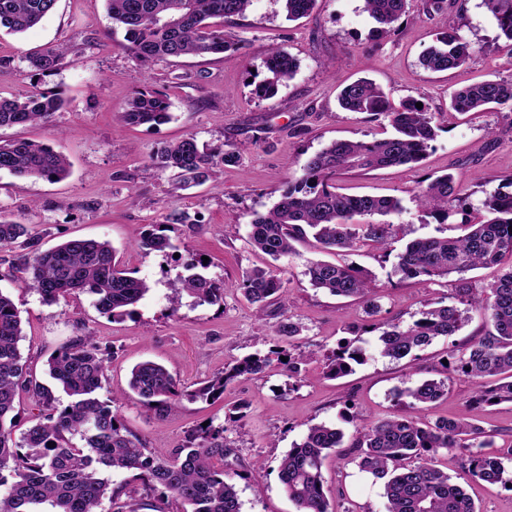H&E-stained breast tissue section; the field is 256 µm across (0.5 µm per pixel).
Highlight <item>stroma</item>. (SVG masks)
Returning a JSON list of instances; mask_svg holds the SVG:
<instances>
[{
	"label": "stroma",
	"mask_w": 512,
	"mask_h": 512,
	"mask_svg": "<svg viewBox=\"0 0 512 512\" xmlns=\"http://www.w3.org/2000/svg\"><path fill=\"white\" fill-rule=\"evenodd\" d=\"M423 4L411 0L395 31L381 36L362 0H318L309 15L296 21L287 20L281 0H253L244 15L224 22L243 44V55L164 62H141L126 50L125 31L112 23L105 0H57L54 10L26 33L1 31L0 96L56 89L65 104L50 123L0 127V140L22 136L45 144L64 154L71 168L66 179L55 182L0 171V214L27 225L43 250L75 237L110 241L123 265L151 284L133 315L120 320L100 314L86 293L49 306L22 287L11 252L0 251V291L20 311L19 348L33 378L49 384L51 356L76 337H94L112 351L99 397L120 399L124 424L151 455L173 456L201 423L224 427V443L231 450L227 462L236 472L243 512H295L279 481L278 464L314 423L345 434L341 454L329 455L322 468L324 491L336 512H383L385 506L382 484L346 461L353 453L355 424L394 415L428 422L464 411L494 433L495 451L511 450L512 402L471 404L470 380L446 377L442 367L452 349L482 334L479 317H471L454 336L434 340L414 359L381 356L376 333L365 334L366 362L351 375L329 379L325 358L347 326L363 322L361 305L311 286L306 267L324 257L314 241L297 244L295 255L279 261L255 253L248 242L254 215L279 200L286 181L300 176L310 156L335 139L370 140L388 132L387 123L342 111L337 104L342 85L366 77L392 103L419 100L439 127L421 163L353 172L336 180L340 193L395 197L403 207L389 221L407 225L409 234L396 240L392 255L368 248L339 255L340 262L374 274L380 304L375 322L411 324L426 304L454 297L459 285L488 293L512 267L506 257L434 281L401 282L392 274L407 240L460 235L472 208L512 176V105L464 114L449 109V94L457 87L512 77L505 39L481 0H444L442 10L432 14ZM449 27L474 46V55L457 70H425L419 62L422 52ZM60 42L69 47L62 65L52 75H32L28 56ZM274 43L285 47L299 68L276 95L261 99L253 93L254 84L266 75ZM174 74L182 75V82L172 83ZM147 85L167 95L170 121L157 127L123 125L120 112ZM189 134L208 148L235 150L239 160L215 166L203 185L178 190L170 172L149 170L147 164L153 151ZM448 172L459 182L461 198L449 201L448 219L441 223L422 211L414 197L419 186ZM174 209L198 217V224L169 226L173 251L138 249L143 231ZM201 258L209 263L207 276L228 285L223 305H199L186 295L179 309H172L169 282ZM253 267L273 270L286 283V314L301 327L294 343L311 355L302 378H290L275 363L262 377L232 383L214 403L184 400L162 416L144 407L129 389L130 371L138 362H159L182 384L197 387L227 363L286 345V338L274 335L273 319L233 287L242 271ZM442 378L448 392L428 409L394 395L420 381ZM236 409L242 414L238 421L231 418ZM464 457L461 451L442 452L436 461L464 485L479 512H512V489L469 478L462 470Z\"/></svg>",
	"instance_id": "obj_1"
}]
</instances>
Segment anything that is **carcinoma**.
I'll use <instances>...</instances> for the list:
<instances>
[{
	"label": "carcinoma",
	"mask_w": 512,
	"mask_h": 512,
	"mask_svg": "<svg viewBox=\"0 0 512 512\" xmlns=\"http://www.w3.org/2000/svg\"><path fill=\"white\" fill-rule=\"evenodd\" d=\"M57 0H0V30L22 34L51 13ZM112 22L125 30L128 51L140 61L164 60L185 55L233 56L241 46L224 31V20L242 16L252 0H106ZM286 18H302L313 11L317 0H282ZM496 21L500 35L512 53V0H482ZM409 0H363V11L377 24L376 32L389 34L407 12ZM474 47L453 30H446L437 44L421 56L422 66L446 72L468 62ZM67 54L62 44L49 45L29 58L36 76L57 69ZM266 76L255 86L260 98L274 96L292 80L297 60L282 47L270 48ZM346 112L384 117L394 133L371 141L336 139L310 157L303 174L288 183L277 203L250 222L251 245L274 261L295 255V244L313 238L320 249L358 250L370 241L388 250L398 228L393 224H354L356 216H387L401 210L394 197L351 196L336 191V176L423 160L437 136L427 108L409 99L392 108L384 92L369 79L345 85L339 95ZM512 104V81L488 79L455 89L449 108L458 113L483 112L491 105ZM62 105L60 93L40 91L24 97H0V127L37 125L51 121ZM170 102L162 93L146 86L129 100L121 120L128 126H160L171 119ZM238 154L222 153L220 161L199 145L192 134L165 145L150 156L151 166L169 170L175 188L202 184L213 175L217 163H235ZM30 179L62 180L70 174L67 158L52 148L25 138L0 141V171ZM457 183L448 173L418 190L422 207L439 221L448 219V199L455 196ZM478 220L465 224V234L456 238L430 237L412 240L397 255L393 274L402 279L429 280L461 275L512 257V191L496 190L486 195L477 209ZM138 246L148 252H166L170 238L156 224L140 237ZM13 253L12 268L26 287L37 292L42 302L56 304L74 292L96 297L104 315L122 319L150 291V283L121 266L116 249L106 240L74 238L42 251L24 224L0 217V250ZM205 267L198 260L193 273L171 285L169 301L177 307L183 295L199 305L224 302L226 285L195 271ZM305 275L310 284L337 297L354 298L365 305L368 317L376 313V289L372 273L360 266L329 261H311ZM246 299L264 311L276 306L277 336L292 338L300 328L281 309L288 288L272 271L254 267L234 284ZM459 303L469 306L484 324V334L457 347L444 366L448 376L428 379L402 391L423 408L446 395L450 375L470 379L473 401H512V267L489 288V294L456 289ZM460 309L441 300L420 312L408 326L389 323L378 337L380 353L401 360L424 350L434 339L455 335L464 325ZM369 324L347 328L354 338H342L326 358V375L338 378L364 361L365 350L356 336ZM22 319L13 299L0 291V512H99L103 501L112 512H137L136 488L141 484L160 492V500L173 498L180 512H242V502L233 479L216 461L230 449L224 445V428L199 425L188 436L187 445L167 459L155 458L123 423L117 399L98 396L110 351L94 337L81 336L48 361L52 380L68 396L62 405L52 389L27 376L19 348ZM288 376L299 377L304 356L275 346L263 355H248L224 365V371L202 386L190 390L164 366L145 360L131 371L130 388L144 406L158 415L175 408L182 398L219 399L228 384L241 377H257L280 357ZM32 387L40 408L37 420L15 440L5 423L14 411L16 391ZM344 433L326 424L308 426L302 440L280 460L278 478L295 505L296 512H335L324 492L322 466L331 453L342 447ZM356 455L350 459L357 469L383 482L386 512H479L465 489L448 473L434 465L441 451L469 449L463 468L474 479L501 483L512 489L507 457L490 450L491 435L462 412L452 418L422 423L397 415L355 426ZM130 475L127 500H119L112 488V472Z\"/></svg>",
	"instance_id": "obj_1"
}]
</instances>
